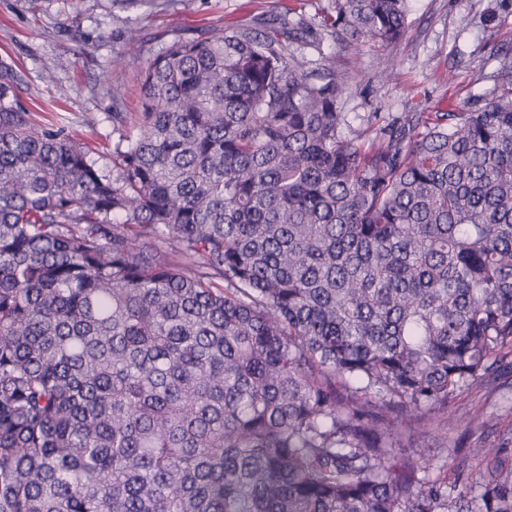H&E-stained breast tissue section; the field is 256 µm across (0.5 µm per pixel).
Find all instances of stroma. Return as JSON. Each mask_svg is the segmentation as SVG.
<instances>
[{
  "instance_id": "35a3bbf8",
  "label": "stroma",
  "mask_w": 512,
  "mask_h": 512,
  "mask_svg": "<svg viewBox=\"0 0 512 512\" xmlns=\"http://www.w3.org/2000/svg\"><path fill=\"white\" fill-rule=\"evenodd\" d=\"M289 5L293 27L309 23L328 0H0V60L24 74L20 95L37 120L52 121L87 142L100 165H110L120 135L134 133L140 83L149 62L178 39L226 26L250 27ZM499 27L487 40L488 21ZM512 54V0H409L408 28L391 45L343 47L331 40L305 45L306 59L326 56L349 78L341 107L369 119L404 112H457L475 96L491 93L496 53ZM126 116L113 123V113ZM481 409L484 424L469 431L448 427L444 447L431 445L433 427L404 432L402 451H426L448 463V482L475 475L482 463L475 445L512 438V367L498 369L456 395L449 413Z\"/></svg>"
}]
</instances>
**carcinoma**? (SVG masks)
<instances>
[{
	"label": "carcinoma",
	"mask_w": 512,
	"mask_h": 512,
	"mask_svg": "<svg viewBox=\"0 0 512 512\" xmlns=\"http://www.w3.org/2000/svg\"><path fill=\"white\" fill-rule=\"evenodd\" d=\"M289 11L158 54L110 175L0 61V512H512L501 447L454 496L399 447L512 356V56L354 127ZM406 27L330 0L304 31Z\"/></svg>",
	"instance_id": "obj_1"
}]
</instances>
